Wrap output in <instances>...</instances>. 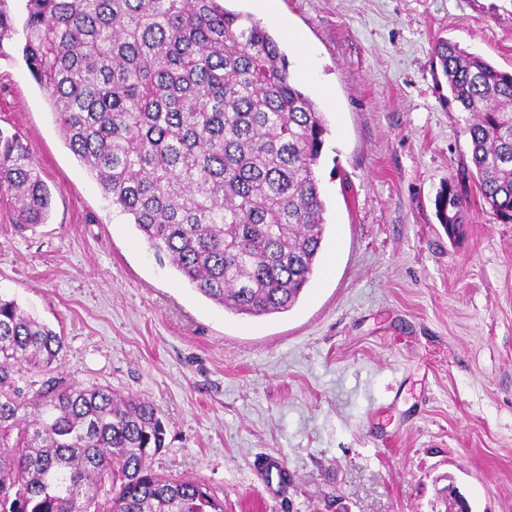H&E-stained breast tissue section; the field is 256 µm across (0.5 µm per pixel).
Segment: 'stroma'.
<instances>
[{"label": "stroma", "instance_id": "obj_1", "mask_svg": "<svg viewBox=\"0 0 512 512\" xmlns=\"http://www.w3.org/2000/svg\"><path fill=\"white\" fill-rule=\"evenodd\" d=\"M259 14L330 132L324 248L300 301L232 314L159 265L66 146L19 55L0 57V128L52 193L17 233L0 198V293L64 338L60 369L151 401L152 468L204 481L224 512H512V224L467 177L470 115L446 40L512 70V0H224ZM465 234L436 217L448 180ZM282 460L286 477L264 473Z\"/></svg>", "mask_w": 512, "mask_h": 512}]
</instances>
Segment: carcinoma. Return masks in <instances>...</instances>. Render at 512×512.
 I'll return each mask as SVG.
<instances>
[{"label":"carcinoma","instance_id":"cac0c4a2","mask_svg":"<svg viewBox=\"0 0 512 512\" xmlns=\"http://www.w3.org/2000/svg\"><path fill=\"white\" fill-rule=\"evenodd\" d=\"M15 48L62 138L159 262L237 315L291 310L326 232L316 168L329 132L278 42L221 0H0V57ZM471 120L467 173L512 222V73L435 43ZM0 194L19 232L51 192L18 133L0 129ZM467 200L435 199L448 238ZM62 336L0 294V512H224L195 478L149 464L165 446L154 404L59 370Z\"/></svg>","mask_w":512,"mask_h":512}]
</instances>
